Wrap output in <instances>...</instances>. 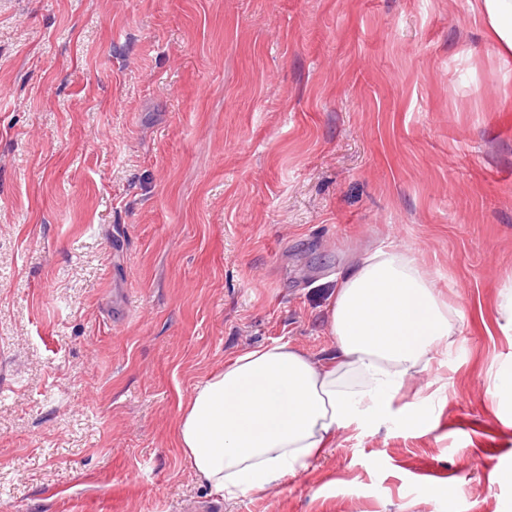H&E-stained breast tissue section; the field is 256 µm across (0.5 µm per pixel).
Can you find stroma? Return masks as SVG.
<instances>
[{
    "label": "stroma",
    "mask_w": 512,
    "mask_h": 512,
    "mask_svg": "<svg viewBox=\"0 0 512 512\" xmlns=\"http://www.w3.org/2000/svg\"><path fill=\"white\" fill-rule=\"evenodd\" d=\"M472 2L0 0V512H512V60ZM387 245L449 347L211 494L180 405L247 348L336 356V282Z\"/></svg>",
    "instance_id": "35a3bbf8"
}]
</instances>
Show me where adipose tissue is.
<instances>
[{"mask_svg": "<svg viewBox=\"0 0 512 512\" xmlns=\"http://www.w3.org/2000/svg\"><path fill=\"white\" fill-rule=\"evenodd\" d=\"M486 37L512 57V0H482ZM337 357L320 363L285 343L237 353L180 407L176 442L214 494L240 499L295 475L337 431L372 424L437 347L455 310L410 250L368 252L329 306Z\"/></svg>", "mask_w": 512, "mask_h": 512, "instance_id": "1", "label": "adipose tissue"}]
</instances>
